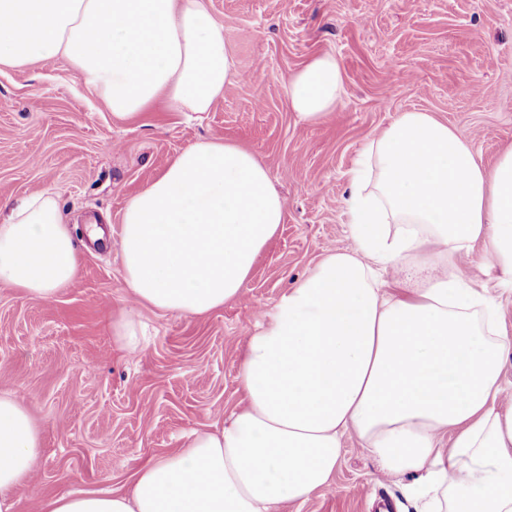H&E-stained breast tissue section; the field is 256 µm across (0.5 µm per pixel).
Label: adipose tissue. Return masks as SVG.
Here are the masks:
<instances>
[{
  "label": "adipose tissue",
  "mask_w": 512,
  "mask_h": 512,
  "mask_svg": "<svg viewBox=\"0 0 512 512\" xmlns=\"http://www.w3.org/2000/svg\"><path fill=\"white\" fill-rule=\"evenodd\" d=\"M57 56L119 119L159 100L210 111L237 77L203 0H0V66ZM342 91L335 58L319 55L291 77L289 105L316 123ZM350 184L355 246L323 256L248 336L242 407L139 468L129 491L40 512H278L329 486L348 432L386 472L415 474L418 512H512V407L499 403L512 336L497 296L448 263L480 241L512 284V149L485 168L454 128L407 111L367 142ZM284 215L251 151L193 143L124 208V284L154 310L209 314L239 296ZM412 262L428 270L422 287L384 294L380 270ZM77 268L57 194L0 218V283L49 301ZM40 451L38 421L0 393V512H16Z\"/></svg>",
  "instance_id": "1"
}]
</instances>
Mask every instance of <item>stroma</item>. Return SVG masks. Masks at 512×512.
Wrapping results in <instances>:
<instances>
[{
	"label": "stroma",
	"mask_w": 512,
	"mask_h": 512,
	"mask_svg": "<svg viewBox=\"0 0 512 512\" xmlns=\"http://www.w3.org/2000/svg\"><path fill=\"white\" fill-rule=\"evenodd\" d=\"M224 26L238 80L192 118L154 105L117 119L62 57L0 70V205L58 194L80 256L48 302L0 284V390L42 427L35 476L16 512L76 491L124 490L140 466L183 448L188 434L240 407L246 336L323 255L352 249L344 201L366 142L405 111L448 123L493 167L512 147V0H204ZM335 57L341 100L317 125L288 101L291 76ZM201 138L230 140L267 167L286 202L276 237L239 297L199 318L135 304L117 249L130 197ZM97 221L109 245L86 233ZM131 313L145 346L127 354L112 322ZM413 475L385 473L345 435L329 487L280 512H417Z\"/></svg>",
	"instance_id": "1"
}]
</instances>
